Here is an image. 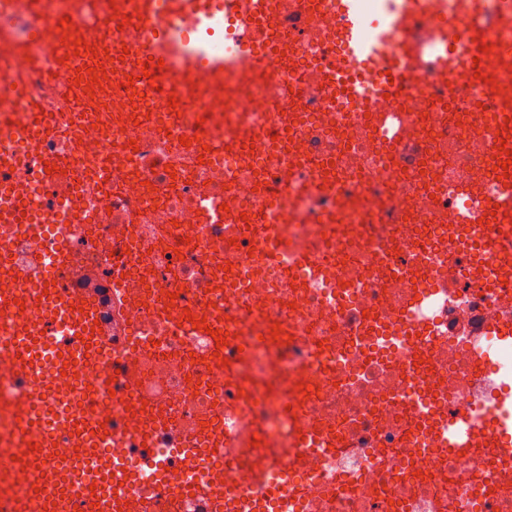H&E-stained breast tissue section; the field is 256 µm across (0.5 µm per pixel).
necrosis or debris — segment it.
<instances>
[{
	"label": "necrosis or debris",
	"mask_w": 512,
	"mask_h": 512,
	"mask_svg": "<svg viewBox=\"0 0 512 512\" xmlns=\"http://www.w3.org/2000/svg\"><path fill=\"white\" fill-rule=\"evenodd\" d=\"M5 13L26 42L12 60L26 93L60 111L70 76L54 66L42 0H0ZM269 22L267 44L240 59L256 86L241 120L199 107L188 90L130 99L127 79L116 78L104 101L115 122L79 124L33 153L25 113L0 111L18 156L0 182L26 184V213L52 218L10 230L25 286L51 273L79 304L117 280L131 298L117 315L102 304L98 344L72 342L76 375L52 376L63 396L50 425L56 450L73 458L69 420L97 410L125 438L110 487L156 499L157 512H180L194 480L245 485L253 469L280 465L290 475L286 512H512L501 449L462 456L441 436L483 391L482 328L512 320V265L482 247L498 227L468 231L456 193L471 188L478 207L494 195L502 115L464 63L401 74L392 101L367 83L358 98L338 97L339 46L327 36L339 23L335 0H273ZM172 97L180 115L171 123L154 105ZM396 108L426 148L408 168L378 130L377 113ZM72 153L76 172L57 184L44 159ZM201 186L227 204L223 223L198 207ZM61 248L71 270L53 265ZM479 265L486 279L471 277ZM441 279L448 299L431 310L437 325L417 329L414 297ZM170 293L174 310L250 337L246 355L191 324L173 326L161 303ZM276 323L283 339L256 340L258 325ZM116 363L131 372L128 389H76L77 377ZM243 386L250 408L226 420ZM157 424L174 431L143 453L136 439ZM228 424L242 446L221 460L211 449ZM306 431L314 443H303Z\"/></svg>",
	"instance_id": "obj_1"
}]
</instances>
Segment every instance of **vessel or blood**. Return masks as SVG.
I'll return each instance as SVG.
<instances>
[{
	"instance_id": "obj_1",
	"label": "vessel or blood",
	"mask_w": 512,
	"mask_h": 512,
	"mask_svg": "<svg viewBox=\"0 0 512 512\" xmlns=\"http://www.w3.org/2000/svg\"><path fill=\"white\" fill-rule=\"evenodd\" d=\"M358 0H336V8L343 17V25L336 34L341 53L336 67L343 77L347 94L358 95L359 76L373 80L377 94L398 93V85L389 81L390 74L405 69H429L438 72L455 70L461 59L480 54L479 33L453 40L452 35L460 21L471 20L483 11V0H452L436 36L431 40H407L404 32L427 11V0H382L386 14L383 25H368L357 9ZM270 6V0H115L104 5L105 14L135 20L138 27L131 32L106 34L99 42L96 58L73 55L74 42L80 36L77 26L56 27L62 35V48L70 50L66 67L88 69L93 63L110 65L118 74L141 73L149 70L174 89L194 91L207 105L232 104L240 108L234 93V76L240 54L248 43L262 38L261 23ZM191 18L195 37L178 33L175 24L182 18ZM21 109L29 115L25 129L31 151H38L41 140L52 120L66 122V114L51 118L43 105L34 99L21 98ZM384 136L401 148L404 157L413 158L421 148L409 141L406 124L401 115L387 112L380 117ZM28 189L22 184L9 188L10 204L0 207V222L18 221L21 199ZM494 217L505 239H512V176L498 186L492 203L467 212L466 223H477L480 218ZM12 249L10 240H0V311H9L22 290L14 282L7 257ZM42 301L49 319L62 323L69 333L76 334L93 327L96 315L92 309L71 308L65 294L49 292ZM46 320H29L26 327L16 328L15 341L0 342V358L12 362L16 378L27 385L12 403L21 419L20 427L30 430L37 416L50 413L56 399L48 378L38 376L34 366L35 351L31 346L43 342ZM496 428L503 443L512 442V419L507 414L491 416L483 404H476L464 420L448 424V443L454 448L477 452L484 447L489 428ZM38 456L0 465V494L8 496L13 512H52L65 504L77 501L84 505L99 504L102 512H140V497L123 492L118 496L91 492L92 478L83 477L68 485H61V465L50 439H42ZM253 482L257 493L241 488L219 494L208 483L191 485V494L185 499V512H267L273 502L288 499V471L277 470L256 473ZM37 487L38 495H30V487Z\"/></svg>"
}]
</instances>
